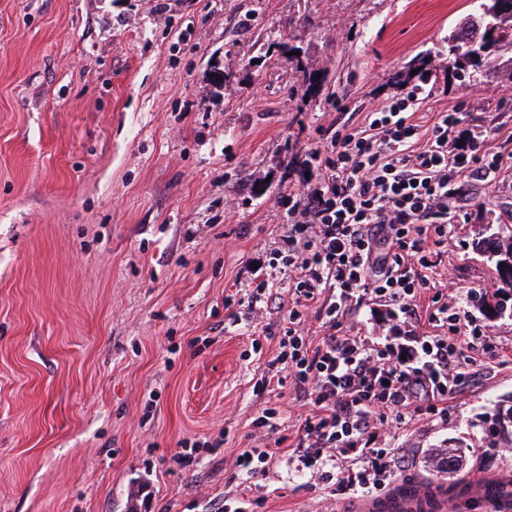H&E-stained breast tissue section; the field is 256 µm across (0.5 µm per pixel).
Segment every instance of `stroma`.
<instances>
[{
  "label": "stroma",
  "mask_w": 512,
  "mask_h": 512,
  "mask_svg": "<svg viewBox=\"0 0 512 512\" xmlns=\"http://www.w3.org/2000/svg\"><path fill=\"white\" fill-rule=\"evenodd\" d=\"M474 0H0V512H336L335 482L294 452L307 406L269 363L288 309L233 325L246 261L285 231L307 151L336 120L405 90L431 53L441 75L416 119L460 112L499 146L512 135V64L461 85L448 36ZM300 49V64L251 57ZM230 71L224 87L214 68ZM334 86L316 91L310 73ZM463 185L443 260L456 300L497 343L473 352L446 416L402 425L405 478L434 479L437 447L469 450L460 476L512 477V447L482 428L512 400V292L476 248L512 225V170ZM486 289L485 302L467 293ZM282 406L272 430L254 428ZM219 441L184 467L185 443ZM247 448L273 457L254 477Z\"/></svg>",
  "instance_id": "stroma-1"
}]
</instances>
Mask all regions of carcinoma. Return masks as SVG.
<instances>
[{"instance_id":"1","label":"carcinoma","mask_w":512,"mask_h":512,"mask_svg":"<svg viewBox=\"0 0 512 512\" xmlns=\"http://www.w3.org/2000/svg\"><path fill=\"white\" fill-rule=\"evenodd\" d=\"M477 10L466 15L448 37V54L453 73L467 85L489 76L499 61L512 62V9L500 0H477ZM482 251L499 265L503 281L512 284V226L503 224L499 231L482 238ZM461 448H444L436 454L433 467L455 472L463 466Z\"/></svg>"}]
</instances>
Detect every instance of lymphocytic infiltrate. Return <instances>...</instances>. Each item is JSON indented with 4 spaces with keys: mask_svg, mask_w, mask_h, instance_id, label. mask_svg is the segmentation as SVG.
Returning <instances> with one entry per match:
<instances>
[{
    "mask_svg": "<svg viewBox=\"0 0 512 512\" xmlns=\"http://www.w3.org/2000/svg\"><path fill=\"white\" fill-rule=\"evenodd\" d=\"M431 77L326 132L309 163L319 171L288 201V226L268 261L245 266L247 320L262 316L278 275L288 278V327L274 365L311 410L298 427L297 456L311 478L345 490L381 489L405 465L394 448L406 416H444L470 381L468 351L496 350L493 336L447 296L435 298L430 323L447 335L398 341L399 321L418 318L428 274L442 262L439 245L456 223L457 181L490 188L512 168V144L458 139L457 112L437 113L423 129L415 112L432 96ZM390 318L377 341L337 334L340 318L366 297ZM327 329L318 344L304 336L309 316ZM363 458L355 468L354 458Z\"/></svg>",
    "mask_w": 512,
    "mask_h": 512,
    "instance_id": "obj_1",
    "label": "lymphocytic infiltrate"
}]
</instances>
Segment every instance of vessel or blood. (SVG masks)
<instances>
[{
  "label": "vessel or blood",
  "mask_w": 512,
  "mask_h": 512,
  "mask_svg": "<svg viewBox=\"0 0 512 512\" xmlns=\"http://www.w3.org/2000/svg\"><path fill=\"white\" fill-rule=\"evenodd\" d=\"M504 483L502 477L479 474L466 477L459 488L468 497L480 499L485 506L512 512V497L502 492ZM447 502L446 493L412 480L382 495L355 499L352 512H444Z\"/></svg>",
  "instance_id": "1"
}]
</instances>
